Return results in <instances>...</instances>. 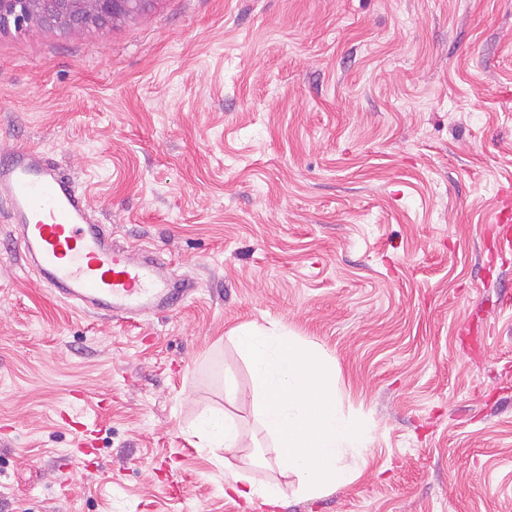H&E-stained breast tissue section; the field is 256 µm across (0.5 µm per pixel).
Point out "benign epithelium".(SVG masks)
Instances as JSON below:
<instances>
[{
  "label": "benign epithelium",
  "instance_id": "7a95c632",
  "mask_svg": "<svg viewBox=\"0 0 512 512\" xmlns=\"http://www.w3.org/2000/svg\"><path fill=\"white\" fill-rule=\"evenodd\" d=\"M156 0H0V33L30 27L68 34L103 30L149 10Z\"/></svg>",
  "mask_w": 512,
  "mask_h": 512
}]
</instances>
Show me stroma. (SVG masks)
<instances>
[{
    "label": "stroma",
    "mask_w": 512,
    "mask_h": 512,
    "mask_svg": "<svg viewBox=\"0 0 512 512\" xmlns=\"http://www.w3.org/2000/svg\"><path fill=\"white\" fill-rule=\"evenodd\" d=\"M67 165L118 243L197 280L128 326L0 252V512H512V0H157L0 35V148ZM255 323L335 361L367 464L273 463ZM234 387L233 404L224 401ZM227 410L241 445L189 431ZM275 483L282 505L225 494Z\"/></svg>",
    "instance_id": "35a3bbf8"
}]
</instances>
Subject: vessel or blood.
<instances>
[{"label":"vessel or blood","instance_id":"vessel-or-blood-1","mask_svg":"<svg viewBox=\"0 0 512 512\" xmlns=\"http://www.w3.org/2000/svg\"><path fill=\"white\" fill-rule=\"evenodd\" d=\"M0 204L38 281L75 309L136 324L197 290L154 248L116 244L79 182L46 152L19 145L0 156Z\"/></svg>","mask_w":512,"mask_h":512}]
</instances>
